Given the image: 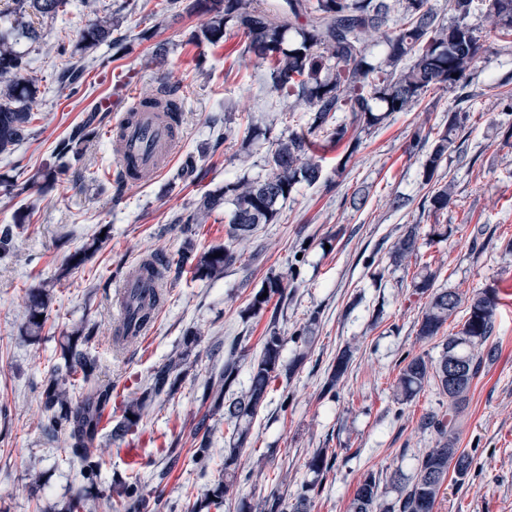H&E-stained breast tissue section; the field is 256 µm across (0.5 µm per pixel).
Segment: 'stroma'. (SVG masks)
<instances>
[{"label": "stroma", "mask_w": 512, "mask_h": 512, "mask_svg": "<svg viewBox=\"0 0 512 512\" xmlns=\"http://www.w3.org/2000/svg\"><path fill=\"white\" fill-rule=\"evenodd\" d=\"M104 15L118 20L113 35L124 39L125 51L114 54L104 43L78 52L82 30ZM209 19L171 8L169 0H70L55 17L34 19L38 37L22 46L38 94L29 134L12 154L0 155V228L14 229L11 252L0 259V512H43L78 494L91 512H107L100 492L113 476L134 469L139 492L161 501L162 512H184L187 498L222 482L228 424L200 398L229 347H236L244 371L259 352L270 317L249 316L247 307L271 275L284 278L283 294L269 305L287 339L283 358L295 368L276 381L254 422L220 512H237L243 502L258 506L274 493L293 500L319 448L335 450L337 459L312 497L311 512H350L370 472L379 476L383 495L394 498L393 476H412L417 457L438 439L423 417L448 412V398L433 381L412 402L393 399L403 358L433 361L441 351L440 338L418 334L428 298L415 292L413 280L425 266L436 275L435 287L462 300L491 289L500 298L493 349L458 428L457 446L473 455V469L463 483L444 482L434 512H512V139L498 127L503 120L512 124V114L488 94L468 102L465 155H450L442 167L456 190L441 213L424 209L421 159L407 147L416 127L445 126L454 92L434 88L420 105L394 113L365 136L345 167L337 165V149L318 147L312 158L322 166L320 181L300 185L277 223L238 241V260L223 277L195 280L177 260L223 243L224 212L216 210L192 233L182 231L180 218L206 193L256 176L276 141L307 120L306 112L288 110L271 93L266 63L242 52L240 34L227 32L216 46L192 42ZM149 27L158 30L156 42L139 41L138 32ZM201 53L208 59L204 75L195 67ZM68 63L82 70L74 95L61 84ZM162 84L183 95L181 148L170 167L143 183L124 184L112 144L102 136L80 162L43 179L88 117L108 127L125 110L130 87L143 94ZM105 97L112 100L108 112L98 106ZM253 122L268 132L247 156L238 148ZM398 198L407 199V207L396 208ZM413 223L419 250L393 264L390 248ZM438 228L446 236L435 237ZM478 234L485 242L480 250L472 246ZM93 243L98 249L83 265L50 285L70 253ZM149 255L167 263L150 334L114 344L115 292ZM43 286L50 289L48 319L40 335L30 336L28 292ZM309 323L310 343L295 341ZM82 324L97 328L87 350L98 360L101 380L113 386V405L169 358H184L178 390L154 402L138 437H100L103 465L92 482L64 439L45 435L41 399L67 336ZM345 348L353 352L349 369L335 395L323 394L327 366ZM201 423L210 431V458L197 464L192 433ZM173 442L181 450L174 463L164 453ZM166 467L169 477L158 479Z\"/></svg>", "instance_id": "obj_1"}]
</instances>
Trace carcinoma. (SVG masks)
<instances>
[{"label": "carcinoma", "instance_id": "carcinoma-1", "mask_svg": "<svg viewBox=\"0 0 512 512\" xmlns=\"http://www.w3.org/2000/svg\"><path fill=\"white\" fill-rule=\"evenodd\" d=\"M8 24L0 25V154L10 153L26 137L34 120L36 86L25 75L24 54L19 45L33 41L37 32L32 17L52 18L67 0H12ZM448 17L439 16L430 0H194L187 10L212 15L210 23L193 39L210 45L224 42L229 30L241 33L242 52L268 62L270 90L282 99L293 100L310 112L307 122L288 137L280 139L264 158L265 176L253 180L227 183L224 189L204 197L199 207L181 218L183 224H203L215 210L232 205L224 244L213 246L195 257L189 270L195 279H218L233 266L238 256L234 243L253 234L262 224L275 223L283 203L297 185L316 184L321 168L316 162H302V156L318 142L344 147L339 164H347L363 142V136L384 123L395 112H407L419 104L422 95L434 85L458 91V110L448 113V125L438 131L420 126L412 134L409 150L423 155V174L429 186L427 198L433 212L448 209L455 194V179L437 178L448 153L459 151V131L465 127L469 113L463 103L470 100L469 88L477 79L475 65L486 53V40L479 35L473 18L481 13L495 20L497 51H512V0H447ZM401 17L386 39V51L373 57L367 35L388 25L391 14ZM116 22L102 16L81 33L77 49L86 51L111 41ZM512 74L484 84L491 93L512 108ZM340 112L350 119L335 120ZM97 135L94 121L78 126L62 155L80 160L81 145ZM417 225H410L393 243L391 257L402 261L418 249ZM86 260L85 250L70 254L55 271L53 280L62 282L72 270ZM139 287L133 289L125 303L123 328L152 320L155 311L151 277L159 274L151 261ZM435 274L426 272L413 282L421 294L431 293L423 309L418 335L438 336L461 305V298L446 288L434 287ZM279 276L266 279L264 288L254 295L248 310L255 317L264 313L271 297L282 293ZM49 292L44 288L31 291L27 305V329L39 334L46 316ZM498 297L495 291L475 294L466 307L467 318L461 328L448 334L442 343L437 362L429 364L423 357L404 358L394 390L399 404L412 401L431 379L448 396V417L427 418L426 426L436 429L440 441L417 458L415 473L409 478L394 476L396 498L381 499L379 480L369 472L359 484L351 503V512H434L435 503L448 469L456 481L471 472L473 457L457 448V419L469 403L471 386L481 371L483 356L479 348L493 336ZM95 335V327L81 325L73 331L65 347L62 362L46 383L42 400L47 412L46 434L66 437L69 454L85 469V477L94 480L102 467L95 448L98 424L112 400V384L100 380L97 361L83 345ZM285 339L272 316L261 350L250 364L248 386L241 395L229 396L237 383L240 364L236 346H231L224 366L209 378L202 401L214 410L224 409L231 425L229 453L224 456V479L237 477L240 451L248 443L253 421L263 408L272 384L281 375ZM182 358L172 359L154 371L146 387L122 405L117 428L123 434L138 430L149 407L159 398L172 395L180 383L176 373ZM351 361V350H341L328 367L325 392L336 389ZM336 455L327 448L317 449L307 462L313 479L304 483L296 494L292 512H310V493L334 466ZM226 494L217 484L207 491L204 500L186 503V512H202ZM109 509L115 512H154L155 506L141 496L136 482L117 478L107 496ZM85 499L70 498L62 506L50 505L45 512H84Z\"/></svg>", "mask_w": 512, "mask_h": 512}]
</instances>
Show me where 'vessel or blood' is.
I'll return each mask as SVG.
<instances>
[{
    "label": "vessel or blood",
    "instance_id": "obj_1",
    "mask_svg": "<svg viewBox=\"0 0 512 512\" xmlns=\"http://www.w3.org/2000/svg\"><path fill=\"white\" fill-rule=\"evenodd\" d=\"M129 109L135 112V121L120 119L108 136L126 183L137 184L170 165L181 133L166 121L162 108L143 105L141 98H134Z\"/></svg>",
    "mask_w": 512,
    "mask_h": 512
}]
</instances>
